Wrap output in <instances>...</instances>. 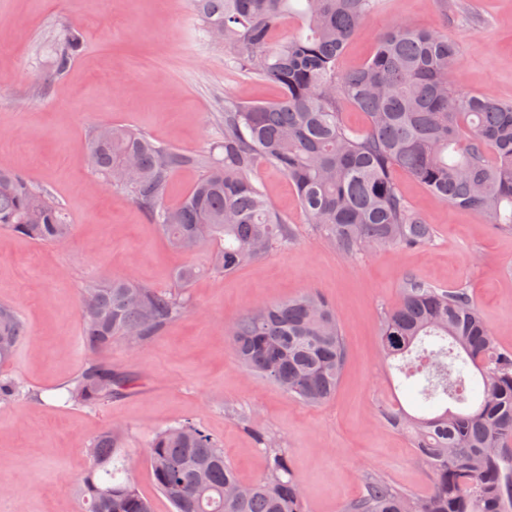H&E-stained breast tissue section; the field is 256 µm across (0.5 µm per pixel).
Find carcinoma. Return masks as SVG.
Wrapping results in <instances>:
<instances>
[{
  "label": "carcinoma",
  "instance_id": "obj_1",
  "mask_svg": "<svg viewBox=\"0 0 512 512\" xmlns=\"http://www.w3.org/2000/svg\"><path fill=\"white\" fill-rule=\"evenodd\" d=\"M379 2L192 0L202 29L220 32L216 41L224 44L228 66L277 84L281 98L224 101L223 132L205 156L103 123L88 140L91 168L104 186L128 192L172 248L193 253L208 245L211 268L224 273L296 241L293 226L254 181L260 159L288 178L309 223L349 258L432 241L433 225L398 187L402 172L512 234V102L465 93L450 82L462 62L455 40L399 24L378 37L362 67L338 69L347 43ZM290 14L301 20L300 31L274 41L276 23ZM82 48L80 33L65 32L55 48V72ZM346 104L364 113L363 129L345 124ZM194 165L204 166V174L177 204H167L172 175ZM0 228L56 245L74 235L59 203L6 166H0ZM199 272L194 264L181 267L168 290L128 278L84 285L80 342L88 358L61 387L65 402L98 407L130 389L134 378L106 359L112 342L134 332L140 347L161 335L183 317L182 292ZM25 335L18 313L0 304V366L15 358ZM227 336L247 372L301 404L317 406L335 395L347 348L336 308L316 289L259 303ZM380 346L385 363L398 359L406 377L423 375L420 394L442 405L433 417L400 407L378 410L408 436L433 486L417 496L372 479L344 512H512V350L499 346L467 287L443 290L407 279L398 305L384 313ZM36 398L0 374V406ZM257 441L266 473L235 495L227 489L240 480L222 444L200 423L159 430L148 447L156 488L173 512H306L286 449L260 433ZM89 454L80 489L85 512H153L125 476L118 430L103 429Z\"/></svg>",
  "mask_w": 512,
  "mask_h": 512
}]
</instances>
